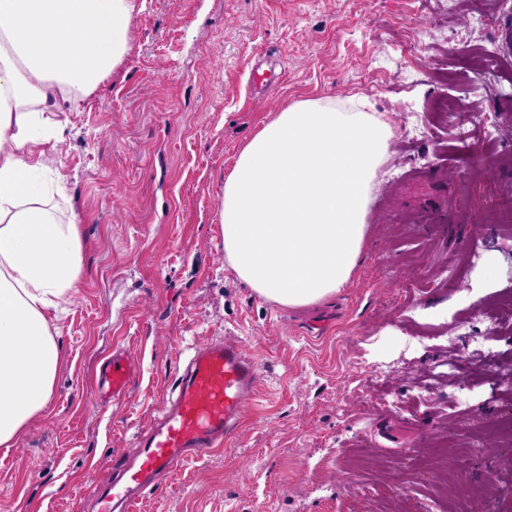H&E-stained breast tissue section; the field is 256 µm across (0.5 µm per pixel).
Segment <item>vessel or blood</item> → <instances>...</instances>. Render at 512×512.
I'll use <instances>...</instances> for the list:
<instances>
[{
    "mask_svg": "<svg viewBox=\"0 0 512 512\" xmlns=\"http://www.w3.org/2000/svg\"><path fill=\"white\" fill-rule=\"evenodd\" d=\"M136 375L134 359L118 350L92 388L117 400ZM260 377L256 362L238 343L213 340L196 350L133 453L115 459L111 479L93 490L94 512H134L176 467L229 444L256 396Z\"/></svg>",
    "mask_w": 512,
    "mask_h": 512,
    "instance_id": "vessel-or-blood-1",
    "label": "vessel or blood"
}]
</instances>
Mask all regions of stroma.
I'll use <instances>...</instances> for the list:
<instances>
[{
  "mask_svg": "<svg viewBox=\"0 0 512 512\" xmlns=\"http://www.w3.org/2000/svg\"><path fill=\"white\" fill-rule=\"evenodd\" d=\"M509 24L512 0H145L49 156L82 274L48 409L0 447V512H81L215 337L255 356L256 398L137 512H512ZM354 96L395 132L364 252L335 296L287 308L224 258V178L276 112ZM116 349L139 375L102 404Z\"/></svg>",
  "mask_w": 512,
  "mask_h": 512,
  "instance_id": "obj_1",
  "label": "stroma"
}]
</instances>
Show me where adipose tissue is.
<instances>
[{
    "label": "adipose tissue",
    "instance_id": "1",
    "mask_svg": "<svg viewBox=\"0 0 512 512\" xmlns=\"http://www.w3.org/2000/svg\"><path fill=\"white\" fill-rule=\"evenodd\" d=\"M139 0H0V446L46 410L60 362L53 310L76 290L78 215L45 180V125L126 55ZM365 99L303 100L242 147L224 180V256L260 296L305 306L340 291L367 236L391 123Z\"/></svg>",
    "mask_w": 512,
    "mask_h": 512
}]
</instances>
